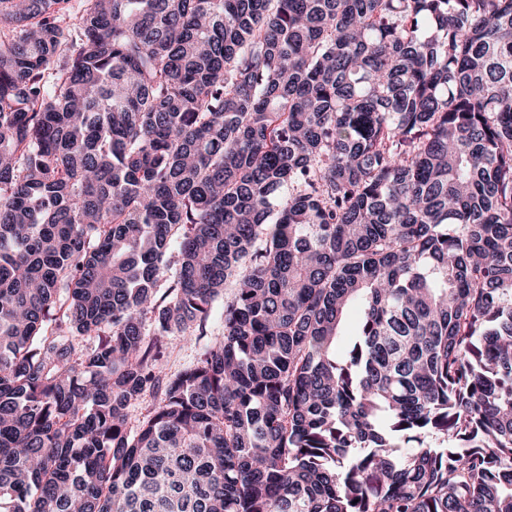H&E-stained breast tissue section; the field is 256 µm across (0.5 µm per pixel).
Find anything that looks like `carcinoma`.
Listing matches in <instances>:
<instances>
[{"mask_svg": "<svg viewBox=\"0 0 512 512\" xmlns=\"http://www.w3.org/2000/svg\"><path fill=\"white\" fill-rule=\"evenodd\" d=\"M0 512H512V0H0ZM171 353L164 358L166 371H174L183 368L193 361L198 351L197 345L189 336H171L169 338Z\"/></svg>", "mask_w": 512, "mask_h": 512, "instance_id": "cac0c4a2", "label": "carcinoma"}]
</instances>
